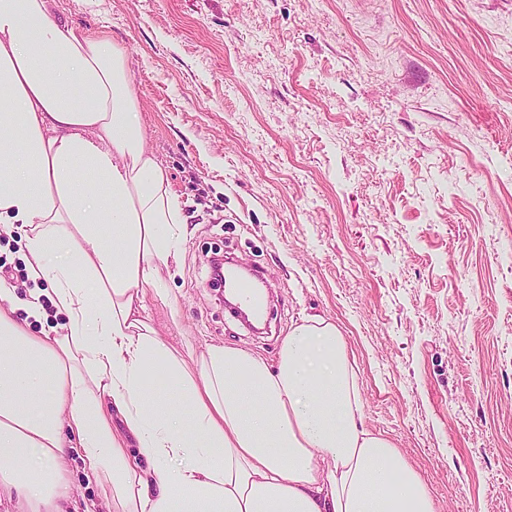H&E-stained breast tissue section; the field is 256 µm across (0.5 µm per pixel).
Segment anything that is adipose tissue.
<instances>
[{
    "label": "adipose tissue",
    "mask_w": 512,
    "mask_h": 512,
    "mask_svg": "<svg viewBox=\"0 0 512 512\" xmlns=\"http://www.w3.org/2000/svg\"><path fill=\"white\" fill-rule=\"evenodd\" d=\"M0 223L27 225L39 284L19 305L0 288V486L29 512H60L74 454L114 512H435L365 426L334 322L292 329L274 369L231 346L190 366L156 338L143 287L185 219L144 145L123 49L54 0H0ZM49 304L61 332L33 333Z\"/></svg>",
    "instance_id": "1"
}]
</instances>
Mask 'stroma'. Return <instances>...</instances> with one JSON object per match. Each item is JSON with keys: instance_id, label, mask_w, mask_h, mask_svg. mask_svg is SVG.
Here are the masks:
<instances>
[{"instance_id": "1", "label": "stroma", "mask_w": 512, "mask_h": 512, "mask_svg": "<svg viewBox=\"0 0 512 512\" xmlns=\"http://www.w3.org/2000/svg\"><path fill=\"white\" fill-rule=\"evenodd\" d=\"M124 48L146 147L186 222L145 316L182 356L276 364L321 315L365 424L437 512H512V0H55ZM25 225L0 262L27 298ZM266 278L267 333L210 284L213 250ZM63 512H109L79 457Z\"/></svg>"}]
</instances>
